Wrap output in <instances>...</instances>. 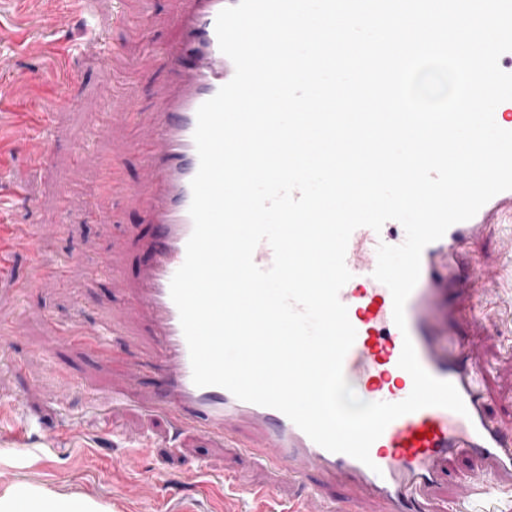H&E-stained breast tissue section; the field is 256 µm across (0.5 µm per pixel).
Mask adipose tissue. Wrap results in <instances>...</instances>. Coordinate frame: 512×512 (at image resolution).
Returning a JSON list of instances; mask_svg holds the SVG:
<instances>
[{
	"mask_svg": "<svg viewBox=\"0 0 512 512\" xmlns=\"http://www.w3.org/2000/svg\"><path fill=\"white\" fill-rule=\"evenodd\" d=\"M0 512H112V508L79 494L63 495L37 485L12 484L0 490Z\"/></svg>",
	"mask_w": 512,
	"mask_h": 512,
	"instance_id": "1",
	"label": "adipose tissue"
}]
</instances>
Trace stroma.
Listing matches in <instances>:
<instances>
[{"instance_id":"obj_1","label":"stroma","mask_w":512,"mask_h":512,"mask_svg":"<svg viewBox=\"0 0 512 512\" xmlns=\"http://www.w3.org/2000/svg\"><path fill=\"white\" fill-rule=\"evenodd\" d=\"M96 7L117 67L140 55L144 39L157 44L174 40L178 35L174 19L184 10L185 0H97ZM145 9L151 12L146 31L112 23L113 11L135 18ZM73 34V29L54 23L42 0H0V63L27 77L18 104L33 105L60 95L53 61ZM70 71V91L82 104L56 113L54 150L46 167L30 170L25 147L0 140V152L28 173V198L19 203L15 218L21 224L61 225V232L42 240L44 252H78L90 262L115 255L131 279L148 259L144 243L151 228L139 203L115 195L98 171L85 166L74 153L75 145L88 135L84 105H114L113 86L103 67L86 59L72 57ZM164 79L162 69L141 70L132 86L135 119L113 125L93 142L102 161H122L128 182L140 178L135 144L157 119L156 90ZM91 209L112 215V222H86L84 215ZM125 298L123 290L108 281L88 285L81 266L73 267L64 282L48 281L25 294L15 289L13 279L0 278V318L22 324L18 338L0 343V404L19 406L15 414L0 412V436L24 433L37 447L36 453L22 458L0 451V488L40 485L111 505L112 512H164L170 504L181 512H224L223 485L209 477L197 478L196 470L207 466L216 472L231 471L246 486L265 477L255 460L237 449L215 447L192 436L169 446L165 422L139 413L125 412L107 424L84 414L88 388L109 394L113 382L124 377L128 363L146 358L152 345L146 324L132 322L129 335L114 337L112 361L104 365L96 363L84 347L47 346L55 330L74 316L108 320ZM478 305L489 316L483 325L481 355L494 368L488 381L490 409L503 426L512 429V316L500 311L494 297L481 298ZM59 394L66 397L61 407L54 401ZM24 416L41 421V428L22 431ZM68 417L80 420L82 435L65 441L61 434ZM132 430L146 432L154 442L134 472L122 463L128 448L122 435ZM47 446L52 454H44Z\"/></svg>"}]
</instances>
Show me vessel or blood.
<instances>
[{"mask_svg":"<svg viewBox=\"0 0 512 512\" xmlns=\"http://www.w3.org/2000/svg\"><path fill=\"white\" fill-rule=\"evenodd\" d=\"M238 0H187L177 26L180 35L158 52L130 64V71L155 65L167 76L158 91L160 121L145 134L141 178L126 181L120 160L106 170L117 194L135 198L154 224L148 248L150 261L141 266L134 280H125L122 266L112 260L100 266L115 285L135 296L134 310L116 308L108 325H92L76 318L60 333V342L82 345L100 358H107V340L128 328L130 315H137L154 328L156 355L146 365H132L124 376L123 389L112 392L109 403L90 398L87 408L101 417L141 409L162 417L177 433L224 443L267 466L299 481L304 490L288 501V512H326L321 481L353 486L363 493L352 512H365L375 501L385 512H430L428 495L450 475V464L461 454L488 463L489 471L474 478L470 495L460 498V512H493L501 483L499 474L512 475V431L497 426L489 417L481 389L487 369L479 346L469 340H453L462 319V308L477 295L499 292L497 273L476 271L465 263L467 246L506 220L512 219V191L494 196L470 220L452 225L438 241L427 245L421 256V275L405 306L406 330L393 321L389 289L373 276L379 243L392 246L404 242L403 226L387 221L381 231L356 229L349 240L346 266L351 279L339 292L356 330L343 372L346 380L367 395L369 401L399 402L411 392L413 380L398 365L404 338H411L419 362L433 377L451 382L460 393L466 414L427 407L391 422L370 448L371 465L353 457L333 453L315 444L279 410L237 399L219 386L198 387L192 382L189 350L170 296V282L183 264L186 243L193 231L189 215L191 181L199 168L193 134L196 113L234 75L232 61L218 45L215 22L218 13ZM85 23V35L77 52L97 63L112 54L97 22L95 0H65L56 9V21L67 25L74 18ZM55 103L37 105L26 122H14L9 130L14 141L26 145L31 166L44 165L53 144L50 117ZM25 176L0 159V276L13 273L16 256H27L34 275L22 289L41 281H64L79 255L66 258L43 252L41 240L47 227L14 224L10 218L24 193ZM151 369L162 381L159 393L141 384L143 369ZM252 431L250 439H239L241 427Z\"/></svg>","mask_w":512,"mask_h":512,"instance_id":"vessel-or-blood-1","label":"vessel or blood"}]
</instances>
